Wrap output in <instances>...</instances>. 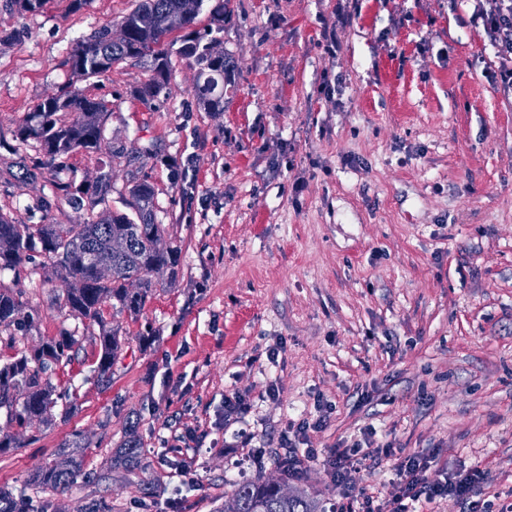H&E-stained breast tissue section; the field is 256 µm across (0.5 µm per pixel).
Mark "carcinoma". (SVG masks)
<instances>
[{"label": "carcinoma", "instance_id": "obj_1", "mask_svg": "<svg viewBox=\"0 0 512 512\" xmlns=\"http://www.w3.org/2000/svg\"><path fill=\"white\" fill-rule=\"evenodd\" d=\"M203 2L137 0L116 26H104L75 43L68 56L72 74L90 81L106 76L127 59L144 60L148 75L137 95L150 105L166 88L176 54L198 66L195 95L204 109L223 110L224 75L230 63L208 34L224 31V0L210 10L204 33L195 29ZM175 31L183 35L168 39ZM105 116L103 103L70 85L42 97L14 130L20 143L39 144L41 163L22 168L20 175L10 166L1 168L0 180L33 181L46 171L57 176L68 168L70 155L101 151L106 146ZM54 187L56 200L85 214L70 224H20L0 212V273H12L18 283L37 260H43L64 284L61 307L78 321L74 330L44 338L35 348L15 352L0 364V410H5L11 425L22 429L51 424L61 400L51 375L72 361L83 341L97 348V382L111 383L124 338L104 317L103 306L108 303L117 313H139L155 291L156 276L174 270L181 254L174 243L163 245L169 225L152 219L154 187L147 178L129 187L124 212L109 205L108 172L79 185L59 180ZM22 297V289L0 285L1 348H14L40 321ZM81 448L77 440L63 447L35 471L30 482L53 491L68 488L80 475ZM141 457V443L131 432L113 466L135 467ZM302 480L303 472L289 467L284 458L276 464V476L260 472L234 483L224 495L221 512H326L323 501L299 486Z\"/></svg>", "mask_w": 512, "mask_h": 512}]
</instances>
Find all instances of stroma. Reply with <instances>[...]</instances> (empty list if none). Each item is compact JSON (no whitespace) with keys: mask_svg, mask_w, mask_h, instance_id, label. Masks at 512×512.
<instances>
[{"mask_svg":"<svg viewBox=\"0 0 512 512\" xmlns=\"http://www.w3.org/2000/svg\"><path fill=\"white\" fill-rule=\"evenodd\" d=\"M223 2V111L203 109L196 70L178 58L153 106L136 95L147 72L135 60L78 84L105 104L110 148L71 156L64 178L110 172L119 209L147 175L180 261L139 315L111 316L126 344L109 386L88 341L52 375L77 409L17 432L0 488L23 512H88L96 500L110 512H217L245 439L252 472L268 475L289 450L316 449L306 483L340 502L330 451L371 432L396 456L486 468L476 497L500 512L512 503V92L489 79L496 48L460 0ZM134 5L0 8V162L37 157L16 154L15 120L75 82L77 40ZM346 5L332 58L323 27ZM53 194L48 178L0 182V210L74 221L69 207L38 209ZM59 286L48 266L24 281L40 321L22 346L74 328L50 301ZM234 394L251 409L228 425ZM302 420L313 427L300 441L289 425ZM132 422L148 466L113 471ZM77 436L83 476L62 491L32 485Z\"/></svg>","mask_w":512,"mask_h":512,"instance_id":"stroma-1","label":"stroma"}]
</instances>
